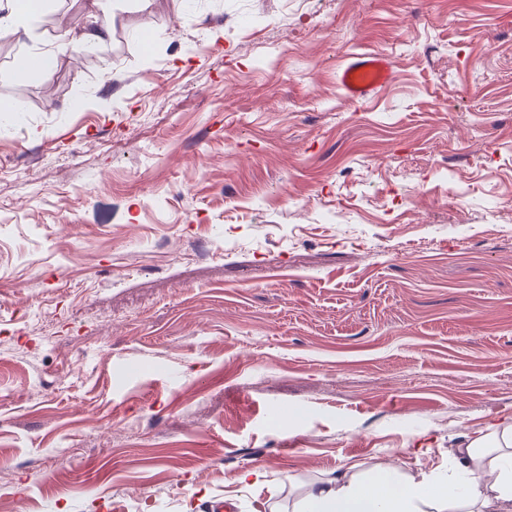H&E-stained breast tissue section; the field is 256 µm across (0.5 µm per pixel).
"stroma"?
Here are the masks:
<instances>
[{
    "label": "stroma",
    "instance_id": "obj_1",
    "mask_svg": "<svg viewBox=\"0 0 512 512\" xmlns=\"http://www.w3.org/2000/svg\"><path fill=\"white\" fill-rule=\"evenodd\" d=\"M97 15L0 29V512H294L512 423V0ZM59 50L26 53L18 57L10 76L27 83H40L56 66ZM339 85L355 101L365 100L383 89L391 80L388 60L372 52L354 53L339 69Z\"/></svg>",
    "mask_w": 512,
    "mask_h": 512
}]
</instances>
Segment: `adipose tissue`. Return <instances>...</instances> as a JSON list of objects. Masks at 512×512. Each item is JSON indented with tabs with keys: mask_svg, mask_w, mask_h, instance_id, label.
<instances>
[{
	"mask_svg": "<svg viewBox=\"0 0 512 512\" xmlns=\"http://www.w3.org/2000/svg\"><path fill=\"white\" fill-rule=\"evenodd\" d=\"M448 478L402 482L397 468L352 470L316 483L298 512H512V425L471 439L455 456Z\"/></svg>",
	"mask_w": 512,
	"mask_h": 512,
	"instance_id": "adipose-tissue-1",
	"label": "adipose tissue"
}]
</instances>
